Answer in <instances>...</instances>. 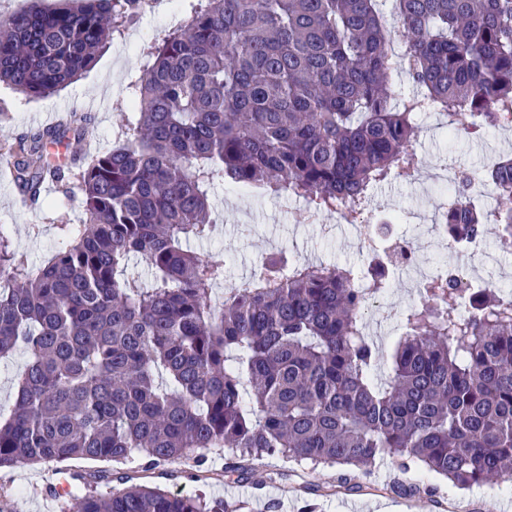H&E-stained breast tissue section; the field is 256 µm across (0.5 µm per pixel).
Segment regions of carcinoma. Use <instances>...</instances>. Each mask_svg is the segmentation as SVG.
<instances>
[{"instance_id": "carcinoma-1", "label": "carcinoma", "mask_w": 512, "mask_h": 512, "mask_svg": "<svg viewBox=\"0 0 512 512\" xmlns=\"http://www.w3.org/2000/svg\"><path fill=\"white\" fill-rule=\"evenodd\" d=\"M147 0H30L0 17V82L49 96L87 71ZM184 25L145 53L135 110L109 150L50 160L91 125L15 139L19 192L76 180L84 219L34 267L0 235V359L27 360L0 416V469L70 459L204 465L247 480L279 456L338 467L336 487L390 458L460 488L512 484V292L481 289L461 309L459 280L428 279L401 313L385 381L362 312L391 288L382 263L367 287L350 266L262 258L259 276L225 285L228 259L184 248L217 228L211 191L224 180L287 193L315 216L351 224L378 185L413 179L415 115L448 132L512 119V0H188ZM405 47L415 90L388 86ZM481 178L499 206L471 202ZM456 243L489 221L512 252V158L462 172L441 205ZM152 274L127 273L132 258ZM224 288L217 303L213 290ZM79 512H238L201 495L87 486Z\"/></svg>"}]
</instances>
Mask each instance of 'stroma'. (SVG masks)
Returning <instances> with one entry per match:
<instances>
[{"label":"stroma","instance_id":"35a3bbf8","mask_svg":"<svg viewBox=\"0 0 512 512\" xmlns=\"http://www.w3.org/2000/svg\"><path fill=\"white\" fill-rule=\"evenodd\" d=\"M186 0H170L166 6L138 14L123 33L114 37L94 67L80 79L45 98L26 99L6 85H0V146L52 124L73 110L91 111L96 145L111 148L118 132L133 110L129 88L140 74L143 48L177 30L186 16ZM420 134L415 145L423 164L415 180L390 179L372 193L371 225L377 234L391 231L419 243L428 261H436L433 218L450 192L448 184L434 182L440 168L484 169L499 156L512 154V128H499L483 136H452L446 119L435 112L417 117ZM219 231L209 241H193L189 247L216 257H228V283L253 277L262 254L285 252L300 262H324L365 266L366 255L359 249L348 224L324 216L310 224L304 219L302 200L269 196L254 189L224 182L213 192ZM82 195L78 189L62 192L59 187L44 190L34 204H22L19 193L0 166V234L11 239L32 265L42 264L64 242L61 223H78ZM485 257L470 264L481 277L498 287H512V254L499 251L495 233L485 237ZM397 288L371 302L364 322L378 349L375 373L385 379L393 347L398 340V315L402 308L418 301L419 289L409 275L397 274ZM75 478L76 486L124 488L132 484L158 487L178 494L196 493L207 499L241 505V512H302L305 503L315 512H347L357 503L360 512H438L434 500H443L446 512H501L512 503V486H481L460 489L448 481L417 469L397 471L391 461L377 464L360 481L353 493L332 490L336 471L266 457L255 463L252 477L241 482L224 473V454L216 452L208 470L195 471L192 464L161 463L145 469L138 463L113 464L102 460H67L60 463L25 464L0 469V512H78L76 498L61 500L54 486L61 473ZM423 482L437 486L435 499H412L396 493L394 482Z\"/></svg>","mask_w":512,"mask_h":512}]
</instances>
